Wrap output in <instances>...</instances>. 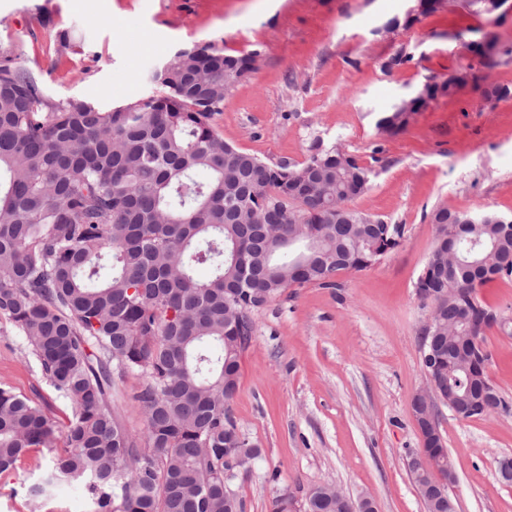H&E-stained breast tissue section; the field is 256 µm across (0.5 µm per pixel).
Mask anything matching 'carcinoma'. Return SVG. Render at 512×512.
<instances>
[{
  "mask_svg": "<svg viewBox=\"0 0 512 512\" xmlns=\"http://www.w3.org/2000/svg\"><path fill=\"white\" fill-rule=\"evenodd\" d=\"M258 55L188 49L153 77L155 95L111 112L52 101L0 66V316L72 405L60 436L41 406L0 383V474L46 450L28 496L66 480L84 486L91 512H236L227 459L259 455L230 408L254 313L294 286L337 288L336 274L398 245L396 225L349 206L370 186L356 156L318 142L300 165H270L218 134L214 115ZM423 107L398 102L376 128L397 135ZM430 223L432 271L416 288L442 330L438 377L460 396L490 393L498 409L483 346L492 307L479 295L497 276L471 262L512 254V219L442 205ZM135 371L143 448L112 405ZM451 466L446 450L415 461L427 512H448L450 494L432 487L448 486ZM350 502L320 485L307 510L350 512Z\"/></svg>",
  "mask_w": 512,
  "mask_h": 512,
  "instance_id": "obj_1",
  "label": "carcinoma"
}]
</instances>
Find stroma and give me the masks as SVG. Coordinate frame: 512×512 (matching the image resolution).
<instances>
[{
    "label": "stroma",
    "instance_id": "obj_1",
    "mask_svg": "<svg viewBox=\"0 0 512 512\" xmlns=\"http://www.w3.org/2000/svg\"><path fill=\"white\" fill-rule=\"evenodd\" d=\"M411 0H0V65L34 77L46 97L88 100L101 111L152 96L155 68L178 50H257L256 72L213 119L226 142L270 164H299L313 140L336 144L370 168L355 209L399 225L398 246L374 266L340 274L335 288H289L257 311L240 357L232 417L261 455L231 490L237 512H272L288 495L301 512L308 491L332 484L378 512H427L407 462L421 446L412 412L426 384L421 327L429 306L415 283L427 262L436 206L512 217V16L459 7L405 25ZM402 25L392 34L383 26ZM72 47L59 49L60 33ZM494 43L491 66L468 46ZM410 58L391 65L396 53ZM480 74L437 96L388 137L379 112L425 85ZM489 378L505 408L465 419L440 406L439 429L454 463L457 512H512V336L486 330ZM0 381L45 406L58 424L72 408L43 377L15 328L0 319ZM128 373L113 402L126 429L143 430ZM33 452L0 475V512H30L27 488L42 478Z\"/></svg>",
    "mask_w": 512,
    "mask_h": 512
}]
</instances>
